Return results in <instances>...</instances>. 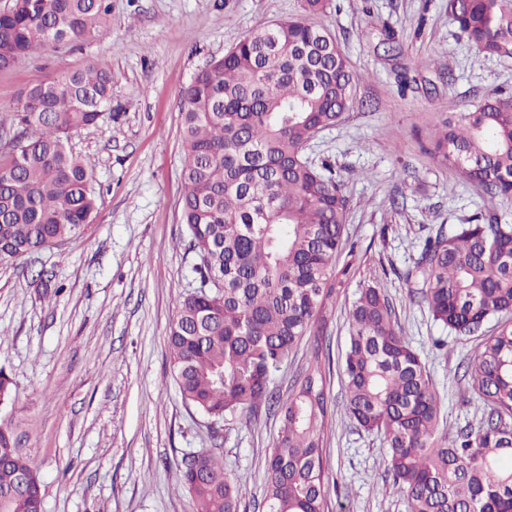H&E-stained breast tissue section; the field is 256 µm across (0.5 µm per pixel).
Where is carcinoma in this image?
<instances>
[{"label": "carcinoma", "instance_id": "obj_1", "mask_svg": "<svg viewBox=\"0 0 512 512\" xmlns=\"http://www.w3.org/2000/svg\"><path fill=\"white\" fill-rule=\"evenodd\" d=\"M484 58H512V0H447ZM111 0H12L0 10V70L91 37ZM358 78L330 33L299 19L259 28L196 72L184 91L181 222L197 284L168 332L182 400L216 420L264 408L279 419L267 459L265 512H322L323 432L332 415L323 346L327 309L352 268L338 265L348 199L328 166L305 156L315 133L352 106ZM112 104V62L99 59L25 87L0 143V262L84 236L96 209L92 169L70 146ZM442 161L512 202V97L486 96L448 117ZM433 319L481 338L465 376L477 429L440 430L432 379L393 320L384 289H362L341 356L344 418L385 445L384 470L407 512H512V224L490 211L426 240L416 263ZM499 327L483 335L487 322ZM309 366L280 396L275 377L305 336ZM0 422V512H39L36 462ZM176 486L194 512H237L224 460L196 452Z\"/></svg>", "mask_w": 512, "mask_h": 512}]
</instances>
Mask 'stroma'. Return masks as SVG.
Returning <instances> with one entry per match:
<instances>
[{"mask_svg": "<svg viewBox=\"0 0 512 512\" xmlns=\"http://www.w3.org/2000/svg\"><path fill=\"white\" fill-rule=\"evenodd\" d=\"M304 16L336 38L359 77L352 108L305 150L348 198L353 268L328 309L330 356L345 349L352 303L379 285L430 373L444 428L477 425L464 365L478 340L433 320L416 262L427 238L482 220L481 187L434 156L432 141L449 116L512 93V59L476 58L447 0H328L311 16L303 0H112V21L94 37L0 71L3 132L26 86L112 61L111 110L71 140L94 170L92 224L67 245L0 263V368L15 391L0 420L27 433L44 512H192L176 472L203 448L223 455L239 482L238 512H264L278 420L213 424L171 377L169 325L195 284L193 257L179 245L180 112L185 87L211 59L257 28ZM44 271L59 293H46ZM326 377L334 413L323 435V512H405L381 439L344 421L341 374Z\"/></svg>", "mask_w": 512, "mask_h": 512, "instance_id": "stroma-1", "label": "stroma"}]
</instances>
